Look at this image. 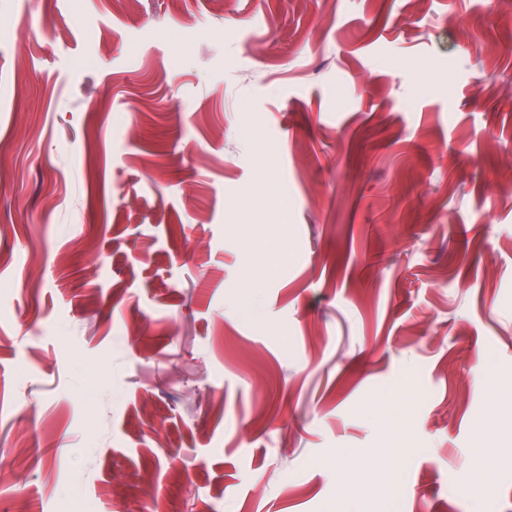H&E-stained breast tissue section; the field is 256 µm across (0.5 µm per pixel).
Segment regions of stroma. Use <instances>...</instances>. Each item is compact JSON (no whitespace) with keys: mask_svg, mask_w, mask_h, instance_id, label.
Listing matches in <instances>:
<instances>
[{"mask_svg":"<svg viewBox=\"0 0 512 512\" xmlns=\"http://www.w3.org/2000/svg\"><path fill=\"white\" fill-rule=\"evenodd\" d=\"M485 355L512 0H0V512H512Z\"/></svg>","mask_w":512,"mask_h":512,"instance_id":"35a3bbf8","label":"stroma"}]
</instances>
